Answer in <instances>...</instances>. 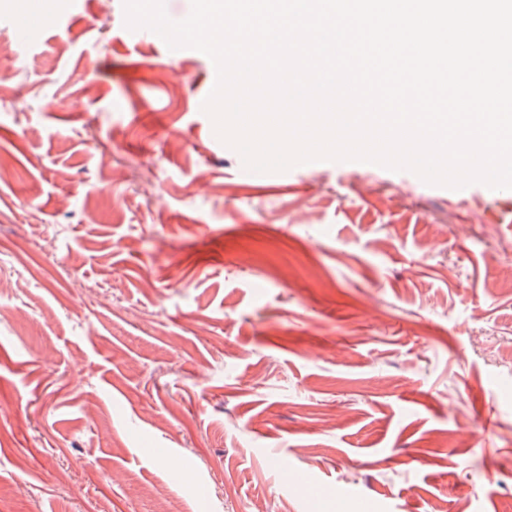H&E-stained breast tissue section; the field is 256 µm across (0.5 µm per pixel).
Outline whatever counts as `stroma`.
Segmentation results:
<instances>
[{"instance_id":"35a3bbf8","label":"stroma","mask_w":512,"mask_h":512,"mask_svg":"<svg viewBox=\"0 0 512 512\" xmlns=\"http://www.w3.org/2000/svg\"><path fill=\"white\" fill-rule=\"evenodd\" d=\"M1 16L0 512H512V192L243 177L207 55Z\"/></svg>"}]
</instances>
